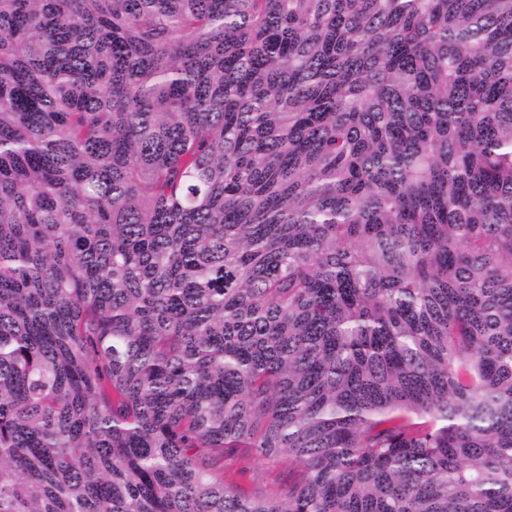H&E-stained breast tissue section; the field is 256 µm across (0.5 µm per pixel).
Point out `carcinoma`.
<instances>
[{"label":"carcinoma","instance_id":"1","mask_svg":"<svg viewBox=\"0 0 512 512\" xmlns=\"http://www.w3.org/2000/svg\"><path fill=\"white\" fill-rule=\"evenodd\" d=\"M0 512H512V0H0ZM247 467L249 472L239 478L238 471ZM288 462L266 461L255 457H241L224 461V476L233 480L242 491L257 496L283 493L288 485Z\"/></svg>","mask_w":512,"mask_h":512}]
</instances>
